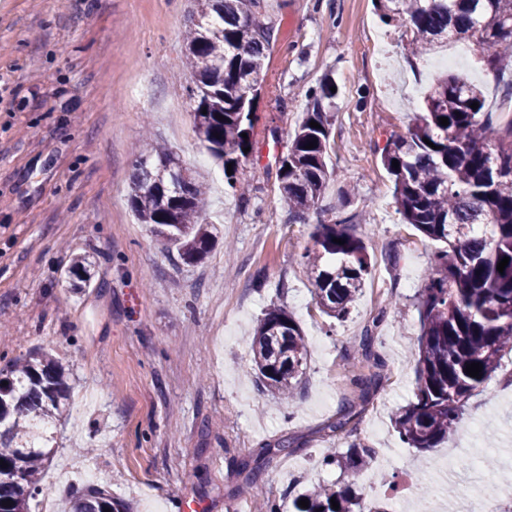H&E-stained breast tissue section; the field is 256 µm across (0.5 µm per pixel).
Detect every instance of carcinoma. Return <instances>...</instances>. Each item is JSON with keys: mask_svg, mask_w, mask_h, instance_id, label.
I'll return each instance as SVG.
<instances>
[{"mask_svg": "<svg viewBox=\"0 0 512 512\" xmlns=\"http://www.w3.org/2000/svg\"><path fill=\"white\" fill-rule=\"evenodd\" d=\"M195 10L183 43L182 63L190 74L185 96L201 148L222 164L233 194L244 196L241 178L255 164L254 129L272 49L273 25L267 0H193ZM383 22L407 37L411 54H428L450 39L476 38L486 70L512 107V0H374ZM328 79L309 88L306 111L297 122L287 156L275 160L277 192L288 221L303 222L320 209L330 171V140L337 94ZM478 103L472 109V103ZM486 99L478 84L445 73L429 87L424 107L405 135H390L381 163L393 183L396 210L404 223L442 244L428 266L417 301L420 330L415 353V401L394 419L400 439L426 451L458 427L471 396L492 378L504 353H512V121L490 137ZM448 118V125L440 118ZM315 121L319 127H310ZM247 137H242V134ZM433 146H428L426 141ZM317 142L312 149L305 148ZM250 151H244V148ZM399 168L392 167V161ZM129 202L141 224L177 247L187 264L202 260L216 235L206 221L207 184L179 155L151 144L135 160ZM354 216L316 225L313 246L299 264L310 280L313 301L326 316L346 320L371 277L373 262L363 240L349 231ZM342 239L339 245L333 239ZM509 258L504 271L497 270ZM381 317L365 327L350 378L357 398H344L328 429L350 432L361 415L358 402L374 391L381 362L373 350ZM250 362L259 379L293 400L307 364V345L295 316L268 308L249 336ZM482 364L481 378L465 373ZM68 369L44 349L0 367V512H31L43 474L54 460L49 439L33 431L70 410ZM372 462L370 449L354 442L343 455L332 451L323 463L359 473ZM335 499L339 509L331 507ZM309 500L306 508L299 506ZM10 501L4 506L2 502ZM67 512H131L103 488L74 487ZM291 512H357L361 498L346 485L314 487L289 499Z\"/></svg>", "mask_w": 512, "mask_h": 512, "instance_id": "cac0c4a2", "label": "carcinoma"}]
</instances>
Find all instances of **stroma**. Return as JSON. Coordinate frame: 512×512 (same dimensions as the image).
<instances>
[{
	"instance_id": "obj_1",
	"label": "stroma",
	"mask_w": 512,
	"mask_h": 512,
	"mask_svg": "<svg viewBox=\"0 0 512 512\" xmlns=\"http://www.w3.org/2000/svg\"><path fill=\"white\" fill-rule=\"evenodd\" d=\"M191 0H6L0 7V367L53 348L74 395L93 392L81 424L52 433L60 453L103 472L105 489L134 512H232L242 497L237 463L286 438L291 456L263 466V493L287 501L320 484H353L365 507L384 506L374 470L322 463L350 442L390 456L384 476L435 481L443 458L459 465L440 512H476L485 457L512 471V358L467 402L464 426L436 448L407 447L396 413L414 399L416 297L436 246L396 211L381 164L390 134H407L436 74L410 56L372 0H269L273 48L255 126L249 200L192 130L181 64ZM384 38L386 53L373 49ZM339 88L334 170L318 212L292 224L272 159L283 149L324 74ZM282 108H275V99ZM176 150L208 180L207 217L218 239L200 263L183 262L130 209L133 164L144 133ZM361 214L351 230L376 265L347 320L304 313L312 286L298 263L315 224ZM91 261V283L67 271ZM286 307L308 346L294 405L250 368L248 337L264 312ZM386 310L374 350L381 381L353 435L331 433L349 391L345 370L376 307Z\"/></svg>"
}]
</instances>
